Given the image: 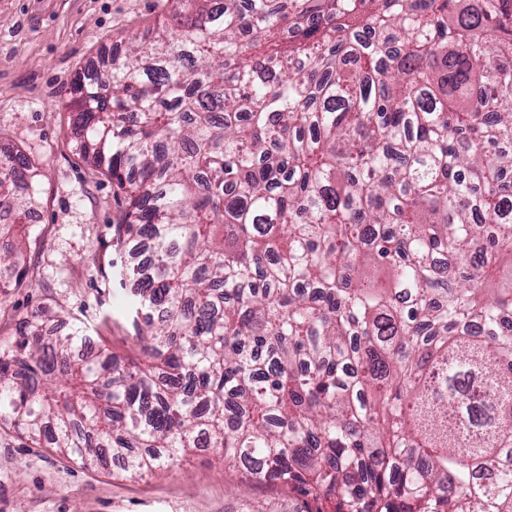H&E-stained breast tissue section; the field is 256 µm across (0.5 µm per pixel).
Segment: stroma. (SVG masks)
<instances>
[{"instance_id": "35a3bbf8", "label": "stroma", "mask_w": 512, "mask_h": 512, "mask_svg": "<svg viewBox=\"0 0 512 512\" xmlns=\"http://www.w3.org/2000/svg\"><path fill=\"white\" fill-rule=\"evenodd\" d=\"M173 0H0V155L40 170L39 221L26 241L32 285L0 306V337L35 308L87 322L106 349L133 353L112 226L123 193L78 155L70 100L102 54L129 35L153 36ZM300 500L248 481L219 457L192 451L131 479L118 464L84 468L42 448L0 447V512H299Z\"/></svg>"}]
</instances>
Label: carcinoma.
Wrapping results in <instances>:
<instances>
[{
	"label": "carcinoma",
	"instance_id": "carcinoma-1",
	"mask_svg": "<svg viewBox=\"0 0 512 512\" xmlns=\"http://www.w3.org/2000/svg\"><path fill=\"white\" fill-rule=\"evenodd\" d=\"M174 2L73 102L127 196L136 355L36 308L0 443L130 477L209 448L301 512H512V0ZM38 177L0 157L1 241Z\"/></svg>",
	"mask_w": 512,
	"mask_h": 512
}]
</instances>
